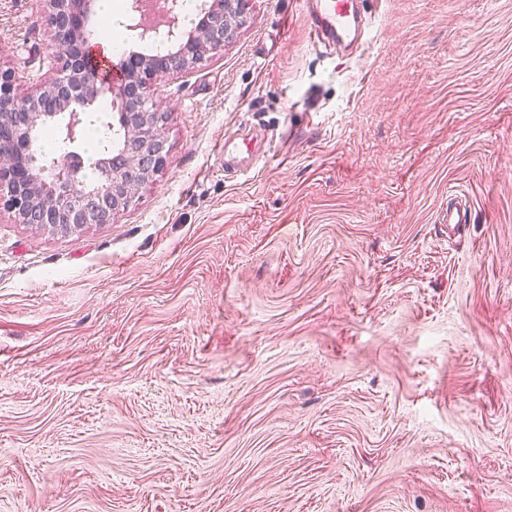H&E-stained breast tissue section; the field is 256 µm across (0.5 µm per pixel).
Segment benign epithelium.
I'll list each match as a JSON object with an SVG mask.
<instances>
[{"mask_svg": "<svg viewBox=\"0 0 512 512\" xmlns=\"http://www.w3.org/2000/svg\"><path fill=\"white\" fill-rule=\"evenodd\" d=\"M47 21L54 31L55 71L29 96L17 92L15 75L0 67V206L20 224L70 232L91 224H108L134 200L143 184L166 167L170 146L153 96L154 87L175 71H186L231 42L245 24L251 0H210L202 5L203 19L178 27V0H162L163 22L128 26L148 33H165L177 53L162 59L124 57L125 82L108 89L123 145L117 152L95 157L100 184L80 188L69 179L71 160L51 163L53 183L36 181L22 164L31 151L30 134L63 112L91 103L101 85L87 68L85 27L95 0H44Z\"/></svg>", "mask_w": 512, "mask_h": 512, "instance_id": "obj_1", "label": "benign epithelium"}]
</instances>
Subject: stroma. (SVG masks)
<instances>
[{"instance_id":"obj_1","label":"stroma","mask_w":512,"mask_h":512,"mask_svg":"<svg viewBox=\"0 0 512 512\" xmlns=\"http://www.w3.org/2000/svg\"><path fill=\"white\" fill-rule=\"evenodd\" d=\"M366 8L342 59L252 0L111 223L0 209V512H512V0ZM44 11L0 0L23 95ZM248 125L244 124V134L240 135L241 141L236 138H224V144L219 151L224 156V172L238 176H249L258 167L259 161L268 157L270 153V140L264 134L258 132L255 127L246 131Z\"/></svg>"}]
</instances>
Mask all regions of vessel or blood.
Masks as SVG:
<instances>
[{
    "label": "vessel or blood",
    "mask_w": 512,
    "mask_h": 512,
    "mask_svg": "<svg viewBox=\"0 0 512 512\" xmlns=\"http://www.w3.org/2000/svg\"><path fill=\"white\" fill-rule=\"evenodd\" d=\"M361 0H301L309 32L315 44L345 53L346 49L362 41L364 15L359 10ZM86 61L99 81L112 86L121 83L124 72L112 59L106 46L90 41ZM224 169L237 176L254 173L259 161L268 157L270 141L256 129H249L240 139H225L220 147Z\"/></svg>",
    "instance_id": "1"
}]
</instances>
